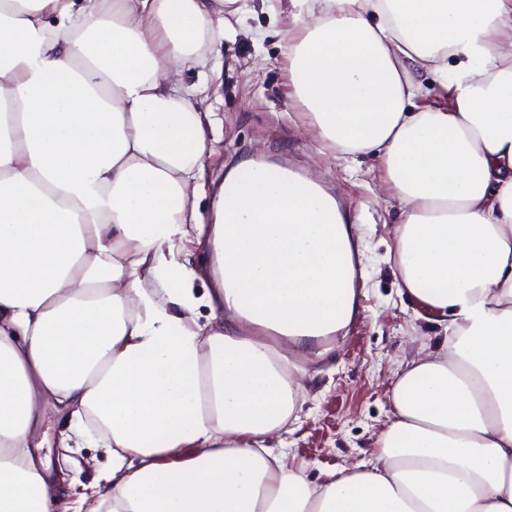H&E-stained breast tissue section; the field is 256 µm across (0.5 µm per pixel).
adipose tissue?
Here are the masks:
<instances>
[{"label":"adipose tissue","instance_id":"obj_1","mask_svg":"<svg viewBox=\"0 0 512 512\" xmlns=\"http://www.w3.org/2000/svg\"><path fill=\"white\" fill-rule=\"evenodd\" d=\"M297 105L401 207L397 286L442 327L406 363L376 462L306 479L267 443L296 420L302 343L358 310L333 199L251 161L216 222L196 195L224 0H0V512H50L41 427L109 449L106 512H512V0H285ZM195 71L192 85L170 68ZM450 103L420 107L422 74ZM218 254L201 275L183 244Z\"/></svg>","mask_w":512,"mask_h":512}]
</instances>
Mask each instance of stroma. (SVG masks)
Segmentation results:
<instances>
[{
    "label": "stroma",
    "mask_w": 512,
    "mask_h": 512,
    "mask_svg": "<svg viewBox=\"0 0 512 512\" xmlns=\"http://www.w3.org/2000/svg\"><path fill=\"white\" fill-rule=\"evenodd\" d=\"M250 8L235 36L214 46L222 68L211 74L207 105L221 118L220 141L204 160L206 192L197 199L210 220L214 192L227 173L252 159L283 164L322 184L349 214L363 271L357 279L358 317L326 340L298 346L275 339L306 371L293 433L279 431L268 443L285 462L307 461L306 478L317 483L326 469L371 461L379 431L391 411L390 390L402 365L438 350L444 339L435 322L417 317V303L401 294L389 260L398 202L383 179L379 156L338 159L288 101V16ZM64 496L57 512H97L96 485L112 466L103 448L44 449Z\"/></svg>",
    "instance_id": "35a3bbf8"
}]
</instances>
